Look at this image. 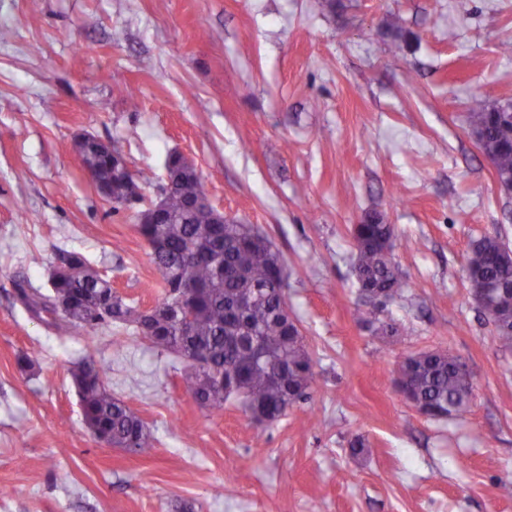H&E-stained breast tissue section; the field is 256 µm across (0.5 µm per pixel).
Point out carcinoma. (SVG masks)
<instances>
[{
	"label": "carcinoma",
	"instance_id": "carcinoma-1",
	"mask_svg": "<svg viewBox=\"0 0 512 512\" xmlns=\"http://www.w3.org/2000/svg\"><path fill=\"white\" fill-rule=\"evenodd\" d=\"M472 133L490 158L496 177L512 182V149L508 138L509 113L494 112L485 102L472 101ZM82 169L95 170L97 192L118 204L146 182L131 175L129 182L112 180V147L104 143L76 146ZM181 158L170 156L167 169L174 174L164 192L166 223L140 224L138 231L150 250L152 264L163 287L162 300L186 288L189 319L184 325L156 322L143 331V314L112 289L80 252H67L56 266L58 279L51 293L24 289L18 299L36 316L58 318L67 329L87 336L103 325L134 326L139 337L179 359L202 356L198 365L186 363V388L202 398V405L222 409L234 401L244 409H261L270 422L288 408L311 399L313 360L299 327L286 323L281 307L282 259L268 237L256 236L253 226L236 221L219 223L205 204L207 190L201 176L181 173ZM354 274L360 292H379L388 301L405 293V282L393 261L395 227L376 214L354 226ZM471 281L497 289L479 311L490 310L488 321L498 346L512 351V249L496 235L473 242L465 257ZM356 319L373 335L385 339L399 329L377 317L369 301L356 309ZM110 367L84 362L71 370L72 385L83 409L87 428L97 436L139 455H149L155 440L145 421L112 394L107 379ZM399 385L418 404L446 417L460 416L471 404L472 387L457 358L445 351H424L407 356L399 368Z\"/></svg>",
	"mask_w": 512,
	"mask_h": 512
}]
</instances>
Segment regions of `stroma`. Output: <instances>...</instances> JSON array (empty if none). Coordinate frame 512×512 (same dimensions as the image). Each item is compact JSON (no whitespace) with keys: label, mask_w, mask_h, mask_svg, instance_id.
Instances as JSON below:
<instances>
[{"label":"stroma","mask_w":512,"mask_h":512,"mask_svg":"<svg viewBox=\"0 0 512 512\" xmlns=\"http://www.w3.org/2000/svg\"><path fill=\"white\" fill-rule=\"evenodd\" d=\"M1 30L0 512H512V352L464 263L484 235L512 246V194L467 121L472 98L512 105V0H0ZM85 134L149 176L148 201L186 156L226 217L273 242L310 401L257 425L197 403L182 361L133 327L69 338L25 309L17 282L49 293L69 251L136 306L161 298L135 208L75 162ZM369 213L395 226L408 284L380 309L399 328L387 341L354 315L353 227ZM426 350L469 368L464 415L397 393L400 363ZM84 361L110 364L152 455L88 431L71 383Z\"/></svg>","instance_id":"35a3bbf8"}]
</instances>
